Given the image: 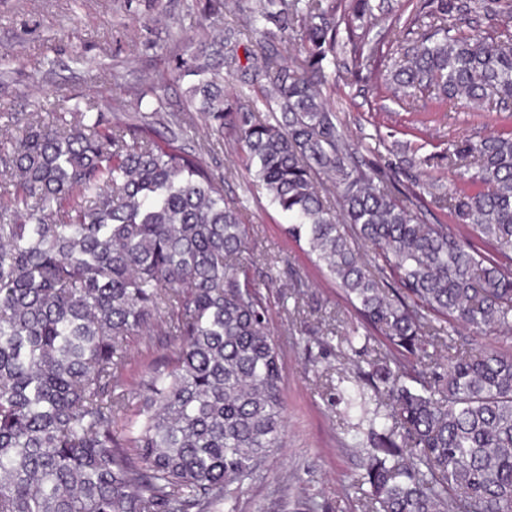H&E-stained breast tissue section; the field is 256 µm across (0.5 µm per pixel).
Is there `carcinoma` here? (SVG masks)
Segmentation results:
<instances>
[{
    "mask_svg": "<svg viewBox=\"0 0 512 512\" xmlns=\"http://www.w3.org/2000/svg\"><path fill=\"white\" fill-rule=\"evenodd\" d=\"M235 6L238 27L173 43V79L192 78L177 109L141 92L130 122L78 98L48 122L0 113V512H223L283 447L250 227L224 199L233 171L203 161L226 143L387 340L337 389L367 423L362 512H512V353L463 335L512 333V133L448 144L461 185L436 205L455 233L359 159L324 94L344 28L354 73L406 109L504 112L512 0H420L400 60L368 37L389 0ZM230 78L256 100L230 103ZM133 336L165 348L135 380Z\"/></svg>",
    "mask_w": 512,
    "mask_h": 512,
    "instance_id": "obj_1",
    "label": "carcinoma"
}]
</instances>
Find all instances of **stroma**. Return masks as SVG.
<instances>
[{
    "label": "stroma",
    "mask_w": 512,
    "mask_h": 512,
    "mask_svg": "<svg viewBox=\"0 0 512 512\" xmlns=\"http://www.w3.org/2000/svg\"><path fill=\"white\" fill-rule=\"evenodd\" d=\"M193 0H0V54L12 55L0 77L1 112L57 110L79 97L97 112L122 103L134 115L132 94L143 73H167L174 32L206 28L210 18ZM331 98L350 139L371 167L394 173L401 183L418 182L421 201L434 208L438 195L456 181L439 158L449 142L479 140L512 131V112L493 124L465 112L437 109L420 99L404 110L351 72L340 54ZM225 195L242 201L255 258L274 259V285L262 287L271 328L285 362V442L246 483L237 512H361L358 489L365 470L345 431L343 405L332 387L373 358L381 337L347 355L340 342L360 319L342 292L321 282L303 248L288 240L285 221L253 189L246 172L225 184Z\"/></svg>",
    "instance_id": "obj_1"
}]
</instances>
